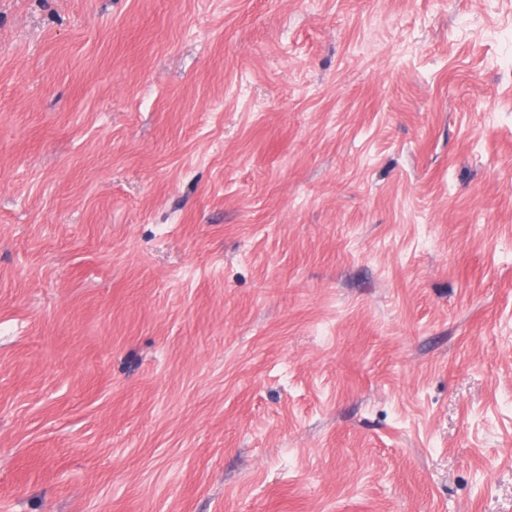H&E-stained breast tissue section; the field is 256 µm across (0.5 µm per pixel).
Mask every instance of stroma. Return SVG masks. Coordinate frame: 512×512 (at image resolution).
<instances>
[{
    "instance_id": "35a3bbf8",
    "label": "stroma",
    "mask_w": 512,
    "mask_h": 512,
    "mask_svg": "<svg viewBox=\"0 0 512 512\" xmlns=\"http://www.w3.org/2000/svg\"><path fill=\"white\" fill-rule=\"evenodd\" d=\"M0 512H512V0H0Z\"/></svg>"
}]
</instances>
